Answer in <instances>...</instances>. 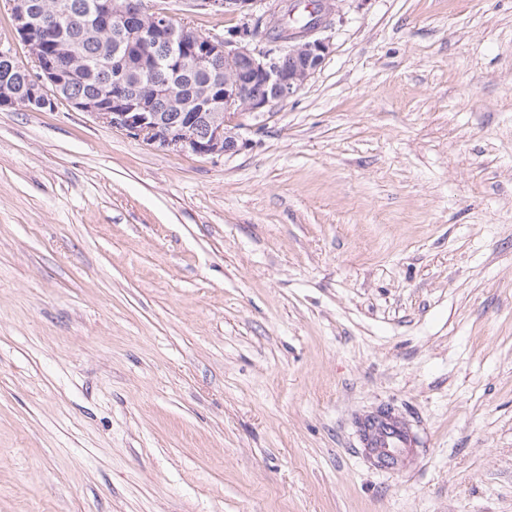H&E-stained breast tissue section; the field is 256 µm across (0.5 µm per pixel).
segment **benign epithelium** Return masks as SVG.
I'll return each instance as SVG.
<instances>
[{
  "instance_id": "benign-epithelium-1",
  "label": "benign epithelium",
  "mask_w": 512,
  "mask_h": 512,
  "mask_svg": "<svg viewBox=\"0 0 512 512\" xmlns=\"http://www.w3.org/2000/svg\"><path fill=\"white\" fill-rule=\"evenodd\" d=\"M215 16L236 15L242 22L220 35L178 27L174 15L146 0H98L92 27L80 37L120 32L128 48L159 49L154 65L142 66L114 80L99 93L73 90L69 56L79 55V42L61 54H44L36 37L32 0H7L15 38L28 49L36 72L20 92L0 85V107L52 109L65 100L75 109L113 128L164 149L199 155L234 154L247 146L235 130L237 119L270 110L296 95L321 68L330 41L319 37L338 12L341 0H312L309 21L285 26L290 0H194ZM179 71L212 74L224 64L223 91L204 89L184 100L156 74L161 64Z\"/></svg>"
}]
</instances>
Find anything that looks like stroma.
<instances>
[{
	"mask_svg": "<svg viewBox=\"0 0 512 512\" xmlns=\"http://www.w3.org/2000/svg\"><path fill=\"white\" fill-rule=\"evenodd\" d=\"M325 35L234 154L0 109V512H512V0ZM360 443L378 469L405 467L414 445L412 433L395 416L366 417L360 423Z\"/></svg>",
	"mask_w": 512,
	"mask_h": 512,
	"instance_id": "35a3bbf8",
	"label": "stroma"
}]
</instances>
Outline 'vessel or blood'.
<instances>
[{"mask_svg":"<svg viewBox=\"0 0 512 512\" xmlns=\"http://www.w3.org/2000/svg\"><path fill=\"white\" fill-rule=\"evenodd\" d=\"M360 443L377 468L396 470L405 467L414 438L402 420L381 416L361 421Z\"/></svg>","mask_w":512,"mask_h":512,"instance_id":"vessel-or-blood-1","label":"vessel or blood"}]
</instances>
